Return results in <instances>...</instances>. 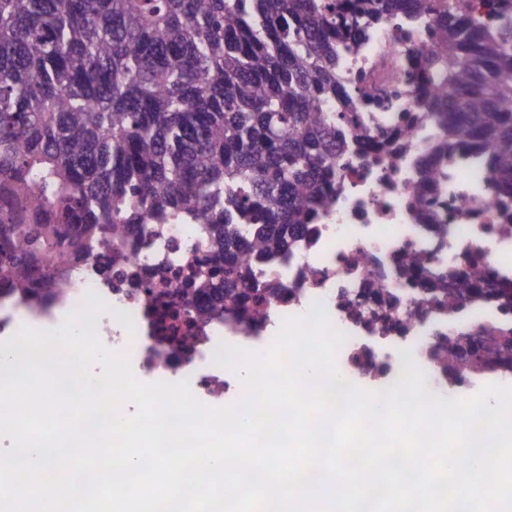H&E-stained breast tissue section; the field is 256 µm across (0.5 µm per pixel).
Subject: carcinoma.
I'll return each mask as SVG.
<instances>
[{
  "instance_id": "carcinoma-1",
  "label": "carcinoma",
  "mask_w": 512,
  "mask_h": 512,
  "mask_svg": "<svg viewBox=\"0 0 512 512\" xmlns=\"http://www.w3.org/2000/svg\"><path fill=\"white\" fill-rule=\"evenodd\" d=\"M432 26L408 119L433 152L490 151L512 198V24L475 26L458 0H0V295L40 302L60 266L177 215L202 221L224 296L288 253L330 202L353 112L389 100L341 65L367 29ZM415 204L438 193L419 172Z\"/></svg>"
}]
</instances>
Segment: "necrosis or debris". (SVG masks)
I'll return each instance as SVG.
<instances>
[{"mask_svg": "<svg viewBox=\"0 0 512 512\" xmlns=\"http://www.w3.org/2000/svg\"><path fill=\"white\" fill-rule=\"evenodd\" d=\"M431 48L424 27L385 20L367 31L344 75L394 92L392 105L359 106L364 136L350 145L314 233L255 268L264 289L236 288L223 317L204 322L185 306L183 290L207 271L210 252L197 218L184 216L62 269L44 305L0 301V334L56 329L94 294L108 305L97 319L106 347L145 376L189 380L198 398L220 402L241 394L238 371L214 362L224 346L249 349L317 301L345 336L337 367L351 382L389 389L413 361L426 389L448 400L485 377H512V206L490 186L486 151L435 158L433 128L404 120L418 97L407 68ZM389 140L400 143L396 154L383 153ZM426 165L441 190L421 209L414 197ZM413 255L420 264H409Z\"/></svg>", "mask_w": 512, "mask_h": 512, "instance_id": "obj_1", "label": "necrosis or debris"}]
</instances>
